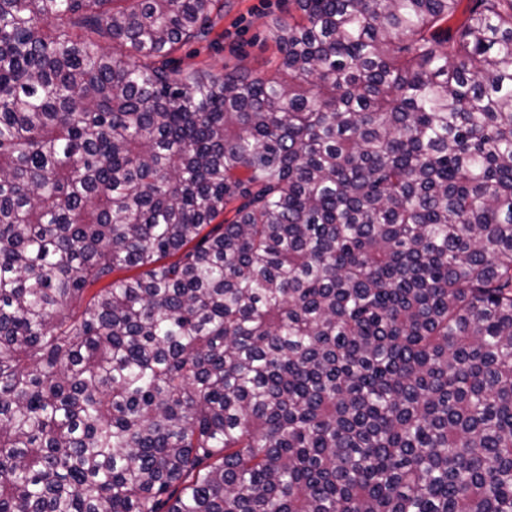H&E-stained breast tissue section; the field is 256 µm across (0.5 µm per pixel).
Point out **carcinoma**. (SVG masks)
Masks as SVG:
<instances>
[{
	"instance_id": "cac0c4a2",
	"label": "carcinoma",
	"mask_w": 512,
	"mask_h": 512,
	"mask_svg": "<svg viewBox=\"0 0 512 512\" xmlns=\"http://www.w3.org/2000/svg\"><path fill=\"white\" fill-rule=\"evenodd\" d=\"M293 2L0 0V512H512V0ZM223 16L212 18L209 34L177 50L173 57L182 67H195L221 75L241 70L268 75L278 63L266 39L268 24L294 12L291 0H223Z\"/></svg>"
}]
</instances>
